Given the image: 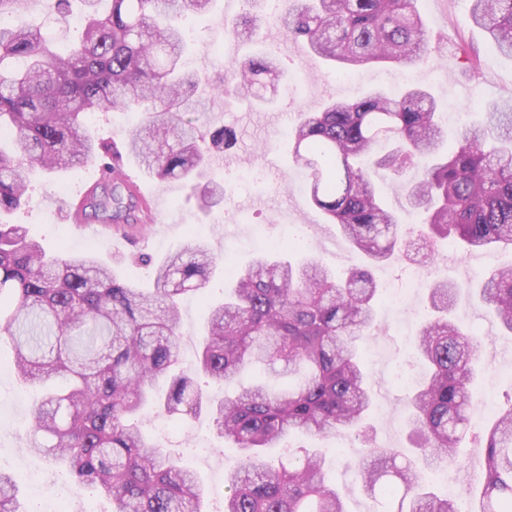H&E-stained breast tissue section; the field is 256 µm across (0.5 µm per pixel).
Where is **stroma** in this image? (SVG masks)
<instances>
[{
    "label": "stroma",
    "instance_id": "35a3bbf8",
    "mask_svg": "<svg viewBox=\"0 0 512 512\" xmlns=\"http://www.w3.org/2000/svg\"><path fill=\"white\" fill-rule=\"evenodd\" d=\"M417 6L433 36L427 65L413 69L411 81L401 78V68L366 66L350 78L336 79L333 69L313 54L301 41H293L276 24L260 23L252 40L233 42L224 38L225 21L251 11L250 0H216L214 10L191 20L192 36L188 56L194 69L212 74L230 62L250 54L256 47L281 45L280 60L287 72L274 85L275 100L264 108L237 101L225 108L222 97H213L210 114L202 120V131L220 126L234 128L236 145L213 169L224 178L227 190L235 191L234 200L212 212L201 213L195 202L186 198L184 188L162 184L145 177L137 160L124 156L123 172L142 192L158 201V216L153 224L103 226L99 234H82L66 218L65 202L74 201L91 185L97 175L93 166H78L57 176L39 175L32 179L25 206L11 219L26 225L31 236L51 252L91 250L112 266L125 281L140 287L151 283L155 261L182 244L195 226L206 228L208 242L220 266L213 273L205 299L193 298L180 307L182 333L181 367L192 371V355L198 333L208 311L206 301L224 296V264H247L256 252V240L288 244L297 232H304L303 256L320 260L336 276H346L354 269H369L378 284L397 288L408 268L407 262H387L368 266L364 257L353 250L337 233L335 225L308 204L301 186L303 176L294 163L284 131L292 126L297 113L320 109L331 100H354L369 90L382 89L397 93L407 84L428 86L445 106L444 121L449 134L461 129L462 119L482 113L487 103L512 98V58L495 52L485 32L467 23V0H418ZM474 47L481 59L478 72H470L454 50L458 41ZM261 169L266 180L259 186L236 187L238 174ZM440 261L431 276L411 288L404 305L383 303L377 319L360 350L375 385V400L368 420L377 446L407 452L412 441L405 426L409 387L394 377L395 368L409 364L415 376L425 369L414 357V337L423 309L428 306L431 284L447 279L463 285L456 311L468 329L481 341L484 377L477 392L492 396L498 406L512 401V337L503 335L467 285L480 273L471 253L456 244H439ZM13 349L9 342L0 343V471L12 477L21 500L34 502L36 489L60 492L70 479L62 468L46 459L25 453L21 438L30 422L31 412L42 390L20 382L10 367ZM159 414L149 411L141 419L143 432L158 440L165 451L182 465L194 470L208 491L206 512H221L224 506V474L232 468L238 454L213 426L208 415L174 421L170 434H161ZM290 446L304 447L325 458V471L332 486L346 491L348 512H377V501L355 486V467L364 455L359 440L336 451L334 439L295 436Z\"/></svg>",
    "mask_w": 512,
    "mask_h": 512
}]
</instances>
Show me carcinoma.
<instances>
[{"label": "carcinoma", "mask_w": 512, "mask_h": 512, "mask_svg": "<svg viewBox=\"0 0 512 512\" xmlns=\"http://www.w3.org/2000/svg\"><path fill=\"white\" fill-rule=\"evenodd\" d=\"M81 5L76 37L48 38L43 24L0 22V216L24 206L34 173L58 174L117 156L90 136L86 120L110 107L140 112L142 124L125 140L142 170L160 183L190 190L204 213L224 203V183L211 159L232 147L224 125L199 134L193 115L210 111L196 95L202 76L185 70L182 22L214 0H44V14ZM254 14L224 24L233 41L252 38ZM469 20L496 50L512 56V0H470ZM274 22L335 73L369 63L420 66L431 35L416 0H288ZM284 73L277 53L261 49L230 64L236 98L270 102L264 89ZM294 162L309 180V202L373 264L411 258L399 216L376 190L381 170L402 177L408 208L422 216L425 262L432 247L452 238L466 250L512 246V100L488 107L479 122L446 143L439 106L419 86L393 98L380 90L300 112L291 135ZM91 191L81 215L104 224H136L139 202L122 177ZM217 264L206 238L192 235L155 267L153 285L121 279L95 253L50 255L22 224L0 221V341L14 347L22 382L49 390L25 429L23 450L48 455L74 474L72 492L112 500L115 512H205V488L141 430L146 407L194 416L203 406L194 378L178 369L183 295L207 288ZM231 294L210 306L199 340L196 372L221 385L261 363L268 374L291 376L281 389L266 381L209 400L213 422L237 448L239 463L224 475V512H345L339 492L315 455L288 453L273 467L261 458L292 433L362 435V486L395 512H512V404L479 437L484 449L481 489L461 486L460 498L439 495L423 469L460 461L467 437L477 337L452 315L459 289H430L435 315L416 340L417 359L430 368L408 397V427L422 462L371 445L362 433L373 386L359 345L375 321L380 288L366 269L343 280L320 261L284 260L278 246L244 267L224 270ZM478 296L512 335V266L479 275ZM0 512H27L12 478L0 472Z\"/></svg>", "instance_id": "cac0c4a2"}]
</instances>
